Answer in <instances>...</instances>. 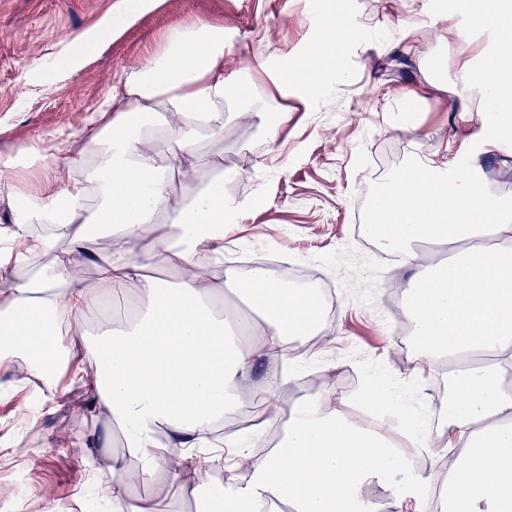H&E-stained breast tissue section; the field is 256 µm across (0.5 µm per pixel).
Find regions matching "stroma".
<instances>
[{
    "mask_svg": "<svg viewBox=\"0 0 512 512\" xmlns=\"http://www.w3.org/2000/svg\"><path fill=\"white\" fill-rule=\"evenodd\" d=\"M125 0H0V164L25 146L60 156L83 147L88 119L123 75L141 68L164 35L195 22L222 25L228 37L224 74L249 77L248 92L267 121L286 119L269 144L264 124L224 106L222 135L201 152L222 157L224 184L240 210L224 235L225 251L248 257L276 252L322 277L336 299L335 319L290 345L292 363L278 372L258 365L236 391V406L218 423L238 430L258 397L276 391L281 418L300 394L329 389L349 400L364 378L384 376L391 396L427 421L439 379L419 375L402 330L408 277L382 265L360 224L374 219L383 188L413 163L480 182L491 198L512 204V140H502L482 110L478 81L512 93V58L488 26L467 23L469 0H162L117 37L102 28ZM335 24L334 42L319 28ZM265 60L269 71L256 70ZM52 397L0 365V512H84L89 484L83 440L110 432L106 417L73 420L84 394L71 371ZM38 489L37 506L18 498L17 483Z\"/></svg>",
    "mask_w": 512,
    "mask_h": 512,
    "instance_id": "35a3bbf8",
    "label": "stroma"
}]
</instances>
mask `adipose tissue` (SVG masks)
<instances>
[{
    "instance_id": "1",
    "label": "adipose tissue",
    "mask_w": 512,
    "mask_h": 512,
    "mask_svg": "<svg viewBox=\"0 0 512 512\" xmlns=\"http://www.w3.org/2000/svg\"><path fill=\"white\" fill-rule=\"evenodd\" d=\"M246 86L225 78L224 29L206 23L169 31L146 66L115 82L92 114L97 132L66 158L64 177L14 202L12 225L0 231V362L52 374L84 348V363L97 369L89 407L125 436V454L108 452L97 463L113 477L116 512H156L151 499L130 496L127 459L172 502H198L228 447L247 476L225 490V512H377L375 484L396 512H512V208L432 168L424 191L403 182L389 189L380 219L360 234L404 254L417 360L445 369L439 427L423 426L385 394L382 380L368 378L359 398L393 413L400 429L366 425L328 391L300 397L288 421L271 405L250 431L213 437L239 380L257 363L284 365L290 343L313 335L324 316L317 297L273 279L263 258L244 274L224 263V227L238 210L223 182L209 178L199 148L205 134L223 132L226 101L252 111ZM178 175L198 183L192 196L174 193ZM486 221L496 238L490 246L481 241ZM162 224L175 235L154 236ZM421 243L441 260L425 264ZM48 254L51 265H41ZM99 258V276L86 281L81 260ZM158 260L177 272V287L149 278ZM22 267L31 276L16 278ZM106 301L132 315L89 339ZM279 424V446L255 456L247 437ZM166 430L182 448L174 468ZM411 447L456 449L444 496L428 495L439 482L433 470L398 456Z\"/></svg>"
}]
</instances>
